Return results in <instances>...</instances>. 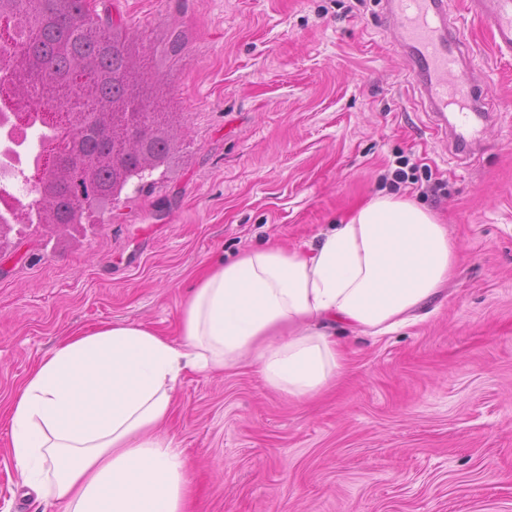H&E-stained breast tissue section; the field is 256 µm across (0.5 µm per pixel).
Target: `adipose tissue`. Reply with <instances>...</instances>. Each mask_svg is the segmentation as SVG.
Here are the masks:
<instances>
[{
	"mask_svg": "<svg viewBox=\"0 0 512 512\" xmlns=\"http://www.w3.org/2000/svg\"><path fill=\"white\" fill-rule=\"evenodd\" d=\"M458 261L446 225L380 193L304 247L211 266L181 304L178 340L136 323L72 331L7 408L22 483L64 512H186V462L163 431L186 371L246 362L310 398L345 365L333 326L376 336L417 322Z\"/></svg>",
	"mask_w": 512,
	"mask_h": 512,
	"instance_id": "1",
	"label": "adipose tissue"
}]
</instances>
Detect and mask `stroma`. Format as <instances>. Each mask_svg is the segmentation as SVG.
<instances>
[{
  "label": "stroma",
  "instance_id": "1",
  "mask_svg": "<svg viewBox=\"0 0 512 512\" xmlns=\"http://www.w3.org/2000/svg\"><path fill=\"white\" fill-rule=\"evenodd\" d=\"M452 0L469 67L496 113L481 151L434 129L379 0H96L164 78L185 131L173 173L131 181L70 235L18 225L0 263V512H36L9 454L5 408L70 330L134 322L176 337L213 261L288 249L401 184L460 250L417 323L337 328L347 363L297 400L252 367L187 372L167 426L190 512H512V56ZM187 39L166 54L172 28Z\"/></svg>",
  "mask_w": 512,
  "mask_h": 512
}]
</instances>
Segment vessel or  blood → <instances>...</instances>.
I'll list each match as a JSON object with an SVG mask.
<instances>
[{"instance_id":"obj_1","label":"vessel or blood","mask_w":512,"mask_h":512,"mask_svg":"<svg viewBox=\"0 0 512 512\" xmlns=\"http://www.w3.org/2000/svg\"><path fill=\"white\" fill-rule=\"evenodd\" d=\"M386 18L396 25L402 52L422 103L429 112L454 109L465 144L480 143L471 118L485 111L488 91L464 61L469 55L451 23L449 0H382ZM470 11L487 22L498 50L512 52V0H468Z\"/></svg>"}]
</instances>
